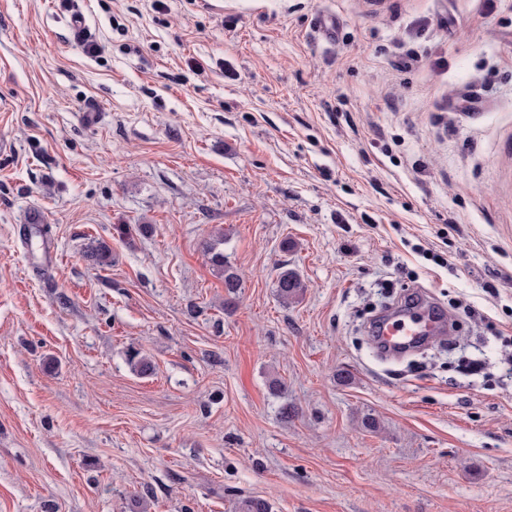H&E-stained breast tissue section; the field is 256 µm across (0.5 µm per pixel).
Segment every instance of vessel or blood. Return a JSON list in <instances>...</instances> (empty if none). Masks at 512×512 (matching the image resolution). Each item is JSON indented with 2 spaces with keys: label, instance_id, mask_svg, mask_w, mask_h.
<instances>
[{
  "label": "vessel or blood",
  "instance_id": "b4317fda",
  "mask_svg": "<svg viewBox=\"0 0 512 512\" xmlns=\"http://www.w3.org/2000/svg\"><path fill=\"white\" fill-rule=\"evenodd\" d=\"M440 327V316L421 302L380 319L375 335L383 348L398 352L416 347Z\"/></svg>",
  "mask_w": 512,
  "mask_h": 512
}]
</instances>
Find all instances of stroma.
<instances>
[{
    "label": "stroma",
    "mask_w": 512,
    "mask_h": 512,
    "mask_svg": "<svg viewBox=\"0 0 512 512\" xmlns=\"http://www.w3.org/2000/svg\"><path fill=\"white\" fill-rule=\"evenodd\" d=\"M0 139V512H512V0H0ZM221 245H224V237L218 235L216 239H213V242L207 245V251L211 255L212 265L224 277V290L229 296L228 299H233L241 288V279L237 271L224 261V251L220 249ZM276 288L282 303L288 304L303 292L305 285L298 273L285 269L277 277ZM440 327V316L421 302L380 319L375 335L383 348L398 352L416 347Z\"/></svg>",
    "instance_id": "stroma-1"
}]
</instances>
